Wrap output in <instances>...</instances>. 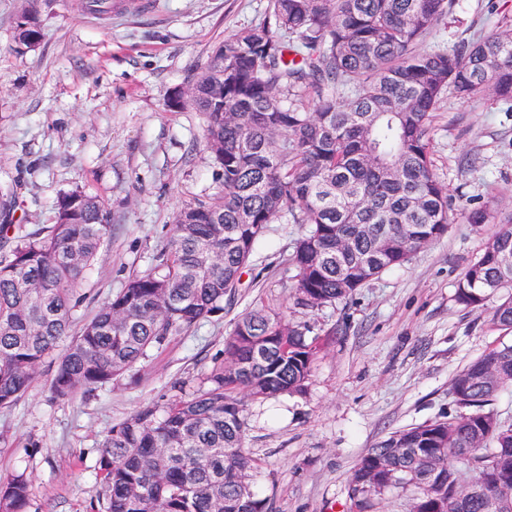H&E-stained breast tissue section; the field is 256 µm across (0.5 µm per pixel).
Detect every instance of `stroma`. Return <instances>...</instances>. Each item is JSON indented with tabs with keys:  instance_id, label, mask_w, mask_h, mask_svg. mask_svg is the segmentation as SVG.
<instances>
[{
	"instance_id": "stroma-1",
	"label": "stroma",
	"mask_w": 512,
	"mask_h": 512,
	"mask_svg": "<svg viewBox=\"0 0 512 512\" xmlns=\"http://www.w3.org/2000/svg\"><path fill=\"white\" fill-rule=\"evenodd\" d=\"M76 0L42 9L40 43L17 54L23 0H0V192L15 191L23 231L55 223L60 194L79 187L103 200L112 232L86 278L81 327L132 274L153 267L175 213L217 192L203 147L204 117L169 110L214 47L260 24L268 0H139L136 11L83 12ZM512 0H455L424 49H454L500 32ZM436 173L454 208L495 200L512 213V112L480 96L444 97L430 130ZM456 218L444 237L348 300L319 309L294 302L288 258L302 224L279 219L257 241L223 316L151 349L133 374L67 399L41 367L28 392L0 409V479L30 481L37 512H86L100 491L95 462L106 432L147 405L202 388L235 320L263 307L322 340L306 394L248 406L245 447L267 512H331L345 506L360 456L387 433L457 414L455 375L485 351L512 343L491 309L469 311L456 284L495 234Z\"/></svg>"
}]
</instances>
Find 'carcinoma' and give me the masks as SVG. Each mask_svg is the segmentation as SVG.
Instances as JSON below:
<instances>
[{
	"instance_id": "cac0c4a2",
	"label": "carcinoma",
	"mask_w": 512,
	"mask_h": 512,
	"mask_svg": "<svg viewBox=\"0 0 512 512\" xmlns=\"http://www.w3.org/2000/svg\"><path fill=\"white\" fill-rule=\"evenodd\" d=\"M15 43L42 37L26 0ZM453 0H268L263 23L218 44L187 91L205 118L219 191L175 215L158 264L131 276L80 332L73 313L111 231L104 202L76 188L56 222L0 253V408L15 405L50 361L51 393L93 392L152 348L224 313L255 244L283 215L309 229L295 242L296 305L321 308L411 258L455 221L433 169L430 124L445 93L492 94L512 112V34L420 44ZM470 224L495 220L489 206ZM458 281L456 301L512 330V216ZM321 350L310 327L263 308L242 314L207 388L164 410L144 406L100 444V491L89 512H265L244 448L250 400L306 393ZM512 385V344L453 378L458 415L398 428L358 460L346 512H381L385 492H410L409 512H512V420L490 409ZM24 474L0 481V512H30Z\"/></svg>"
}]
</instances>
